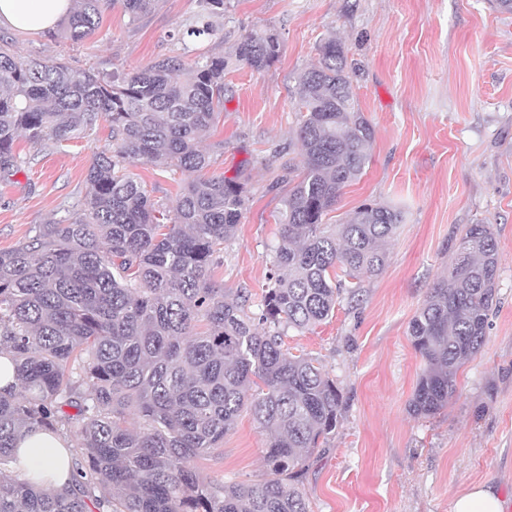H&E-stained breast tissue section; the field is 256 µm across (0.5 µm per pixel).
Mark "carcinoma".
Returning <instances> with one entry per match:
<instances>
[{"mask_svg":"<svg viewBox=\"0 0 512 512\" xmlns=\"http://www.w3.org/2000/svg\"><path fill=\"white\" fill-rule=\"evenodd\" d=\"M157 0H75L61 36L80 44L103 11L137 20ZM273 33H249L236 56L253 70L279 56ZM222 57L186 69L166 58L132 74L76 71L0 47V179L19 171L14 144L67 142L110 125L111 148L88 169L80 212L38 224L0 250V353L15 368L0 393V512H310L304 466L326 448L344 407L336 381L283 347L289 328L326 320L362 275H377L401 222L380 202L326 224L342 189L369 163L374 129L355 108L344 50L331 40L298 79L300 173L276 216L280 241L259 313L213 280L249 200L237 177L210 175L200 135L224 109ZM181 174L173 212L129 172ZM492 225L468 224L446 275L409 335L423 368L409 412L448 405L461 367L480 352L498 278ZM206 322V330L197 324ZM75 410L71 414L67 409ZM134 412L140 429L127 425ZM247 411L267 434L266 477L208 480L191 465L224 445ZM74 428L76 487L54 495L24 478L15 452L32 429Z\"/></svg>","mask_w":512,"mask_h":512,"instance_id":"obj_1","label":"carcinoma"}]
</instances>
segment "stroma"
<instances>
[{
  "instance_id": "1",
  "label": "stroma",
  "mask_w": 512,
  "mask_h": 512,
  "mask_svg": "<svg viewBox=\"0 0 512 512\" xmlns=\"http://www.w3.org/2000/svg\"><path fill=\"white\" fill-rule=\"evenodd\" d=\"M224 12L201 0H159L138 20L104 10L83 45L58 30L0 27L25 57L76 70L131 73L163 58L183 66L224 57V110L200 145L212 173L241 177L249 200L226 242L214 278L244 292L258 312L279 243L275 216L288 190L280 177L300 162L297 77L327 40L341 42L354 104L374 127L370 162L341 192L325 221L345 222L362 203L398 210L402 222L383 273L343 296L332 316L284 343L314 358L343 391L342 418L329 449L306 463L310 512H452L476 485L496 488L512 512V13L494 0H227ZM210 34L196 36V29ZM274 32L277 61L257 72L235 52L250 32ZM110 145L99 121L83 138L57 146L15 144L21 170L0 181V250L38 224L68 220L87 191L95 156ZM164 209L180 194V174L132 168ZM488 224L499 249L496 302L486 342L457 373V391L429 418L408 402L422 361L409 324L434 282L446 274L464 225ZM266 435L242 413L224 446L195 459L203 477L257 481Z\"/></svg>"
}]
</instances>
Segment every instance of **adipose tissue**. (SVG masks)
Returning <instances> with one entry per match:
<instances>
[{
	"label": "adipose tissue",
	"mask_w": 512,
	"mask_h": 512,
	"mask_svg": "<svg viewBox=\"0 0 512 512\" xmlns=\"http://www.w3.org/2000/svg\"><path fill=\"white\" fill-rule=\"evenodd\" d=\"M74 0H0V26L28 31L55 28L68 17ZM26 464V477L49 491L64 493L76 479L70 443L57 434L35 429L17 443Z\"/></svg>",
	"instance_id": "1"
}]
</instances>
